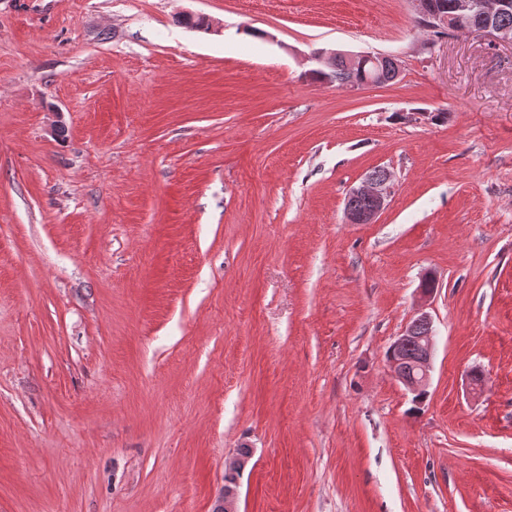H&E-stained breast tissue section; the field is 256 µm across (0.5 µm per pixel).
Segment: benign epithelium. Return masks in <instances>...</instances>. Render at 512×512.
I'll return each mask as SVG.
<instances>
[{
	"mask_svg": "<svg viewBox=\"0 0 512 512\" xmlns=\"http://www.w3.org/2000/svg\"><path fill=\"white\" fill-rule=\"evenodd\" d=\"M512 6V0H455L452 9L443 13L432 7L429 0H411L412 11L416 14H433L440 24L457 32L469 31V20L473 14L480 11L487 18ZM483 36L490 38L496 44L512 45V31L496 27L490 23L479 29ZM342 57L352 70H363L368 64L378 65L376 57L368 52L343 53L324 51L312 57L317 67H333L336 58ZM393 193V176L384 171L383 176L368 174L362 182L351 188L348 198H361L366 206L356 209L352 206L346 209V217L351 224H373L377 217L387 207ZM432 292L420 290V306L412 321L390 345L387 365L394 377L414 396L427 393L429 386L432 360L435 353V336L433 322L426 311V302ZM417 345L418 351L413 356L405 355V350L411 345ZM239 482L223 489L222 507L225 512H238Z\"/></svg>",
	"mask_w": 512,
	"mask_h": 512,
	"instance_id": "benign-epithelium-1",
	"label": "benign epithelium"
}]
</instances>
